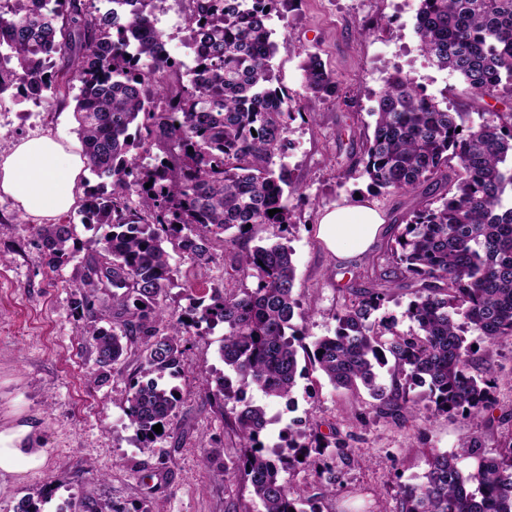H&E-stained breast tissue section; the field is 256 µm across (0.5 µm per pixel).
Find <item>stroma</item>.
Returning a JSON list of instances; mask_svg holds the SVG:
<instances>
[{"mask_svg": "<svg viewBox=\"0 0 512 512\" xmlns=\"http://www.w3.org/2000/svg\"><path fill=\"white\" fill-rule=\"evenodd\" d=\"M419 0H290L271 16L276 45V84L291 99L297 116L288 125L286 148L275 162L285 165L298 195L288 198L296 222L284 242L293 251L295 295L308 318V339L333 334L335 314L349 286L367 287L385 267L387 247L412 211L445 195L448 186L425 183L417 194L374 195L361 177L359 159L384 80L399 72L426 94L446 99L469 124L491 120L512 106V94L478 98L454 72L422 55L414 32ZM318 54L338 84L335 98L308 99L301 63ZM74 99L48 98L37 111L28 102L0 96V158L24 138L48 136L73 148L79 143ZM315 113L308 121L307 113ZM368 203L380 210L386 231L367 254L336 259L317 238L324 209ZM33 216L0 194V430L31 426L30 439L48 451L45 467L20 478L0 477V512H15L19 501L46 488L54 493L44 512H70L81 497L111 501L120 512H258L241 485H225L219 473L241 450L220 414L208 405L193 378L203 372L233 377L221 356L224 328L201 330L183 340L179 386L185 402L170 435L142 447L125 412L128 375L139 368L136 355L115 365L106 383L95 382V356L82 339L69 309L72 266L51 271L43 263L31 226ZM173 280L164 299L169 310L184 309L191 290L228 282L223 263L193 265L174 255ZM474 369L492 370L497 386L481 427L460 414H431L397 422L370 414L366 389L334 388L319 372L305 370L294 389L293 407L252 389L247 399L264 405L281 424L295 423L309 435L337 434L350 446L354 464L337 466L335 492H324L326 477L296 464L283 471L289 491L316 497L321 512H395L401 485L417 482L433 454L456 448L469 434L481 436L487 453L497 455L512 438V341L478 344ZM62 487H55L59 472Z\"/></svg>", "mask_w": 512, "mask_h": 512, "instance_id": "stroma-1", "label": "stroma"}]
</instances>
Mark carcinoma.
I'll list each match as a JSON object with an SVG mask.
<instances>
[{
    "label": "carcinoma",
    "mask_w": 512,
    "mask_h": 512,
    "mask_svg": "<svg viewBox=\"0 0 512 512\" xmlns=\"http://www.w3.org/2000/svg\"><path fill=\"white\" fill-rule=\"evenodd\" d=\"M165 0H0V95L40 102L79 83L74 115L85 169L112 178V191L84 184L81 223L108 228L76 267L70 307L96 356L98 379L128 353H142L143 381L133 374L126 415L144 447L167 430L184 404L182 390L159 379L180 373L183 337L201 327L224 326V378H199L209 405L224 414L251 387L282 399L296 387L300 357L334 387L363 385L377 417L416 418L414 387L437 413L477 419L492 401L491 371L470 372L471 333L492 344L512 337V111L465 124L413 80L397 72L377 98L373 132L366 137L362 174L379 193H411L435 179L449 196L413 212L389 251L392 266L370 286L351 289L335 314L331 336L305 343L294 323L305 311L294 296L292 250L280 242L295 223L284 194L298 192L274 157L285 146L294 112L288 94L273 85L271 14L287 0H188L187 46L209 72L201 84L192 67L161 57L166 34L156 26ZM415 33L438 67L458 73L473 94L512 92V0H420ZM66 60L53 70L52 58ZM307 94L336 95L337 83L320 57L301 65ZM156 142L162 155L143 163L135 141ZM152 186L145 187L146 183ZM138 205H130L131 196ZM278 213L269 216L268 211ZM251 228H246V225ZM278 229L277 241L245 250L258 226ZM237 230L228 239L224 234ZM46 265L59 270L77 257L75 225L35 224ZM202 267L217 252L252 286L211 284L179 314L163 307L174 269L171 252ZM414 295L406 315L415 328L400 332L373 319L394 290ZM106 295L107 304L101 299ZM394 362L390 383L377 369ZM269 424L264 407L248 402L231 429L243 453L224 465V482L249 485L260 512H319L313 499L294 498L281 472L303 463L333 474L352 450L340 438L288 440L271 454L261 439ZM479 436L433 455L428 470L402 488L397 512H512V440L499 457H486ZM303 459H298V456ZM476 460L465 471L462 460ZM42 492L17 512H42ZM73 512H116L112 503L79 500Z\"/></svg>",
    "instance_id": "carcinoma-1"
}]
</instances>
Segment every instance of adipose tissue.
Masks as SVG:
<instances>
[{
  "mask_svg": "<svg viewBox=\"0 0 512 512\" xmlns=\"http://www.w3.org/2000/svg\"><path fill=\"white\" fill-rule=\"evenodd\" d=\"M83 162L78 154L49 137L20 141L0 160V193L32 216H58L75 203L74 189ZM384 220L373 207H339L323 214L319 237L339 258L361 256L375 244ZM27 428L0 431V476L23 475L44 467L48 451L24 447Z\"/></svg>",
  "mask_w": 512,
  "mask_h": 512,
  "instance_id": "1",
  "label": "adipose tissue"
}]
</instances>
